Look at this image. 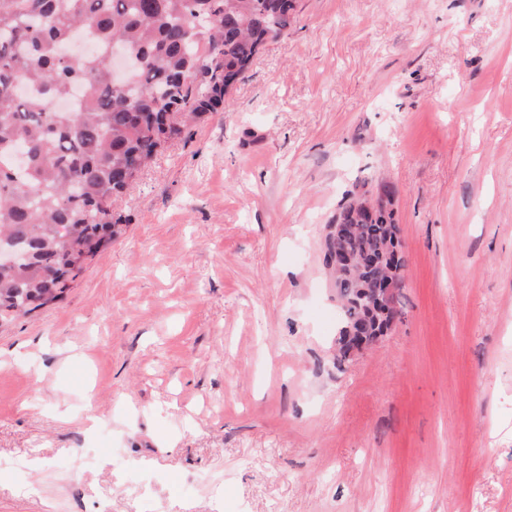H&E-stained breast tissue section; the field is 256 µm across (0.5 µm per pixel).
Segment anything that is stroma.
I'll return each instance as SVG.
<instances>
[{
	"label": "stroma",
	"instance_id": "35a3bbf8",
	"mask_svg": "<svg viewBox=\"0 0 512 512\" xmlns=\"http://www.w3.org/2000/svg\"><path fill=\"white\" fill-rule=\"evenodd\" d=\"M396 190L402 321L336 367L321 250ZM0 323V512H512V0H296Z\"/></svg>",
	"mask_w": 512,
	"mask_h": 512
}]
</instances>
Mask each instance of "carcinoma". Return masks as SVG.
Returning a JSON list of instances; mask_svg holds the SVG:
<instances>
[{
    "mask_svg": "<svg viewBox=\"0 0 512 512\" xmlns=\"http://www.w3.org/2000/svg\"><path fill=\"white\" fill-rule=\"evenodd\" d=\"M293 0H0V241L15 264L0 268V318L27 316L62 299L84 263L121 233L115 211L129 179L191 122L226 102L260 51L288 35ZM97 50L76 61L63 48L79 37ZM131 52L124 82L112 76V47ZM71 110L55 103L76 89ZM22 151L26 165L16 167ZM355 186L337 209L341 276L336 367L348 361L345 327L376 341L388 319L368 297L392 277L401 241L387 237L394 211Z\"/></svg>",
    "mask_w": 512,
    "mask_h": 512,
    "instance_id": "cac0c4a2",
    "label": "carcinoma"
}]
</instances>
